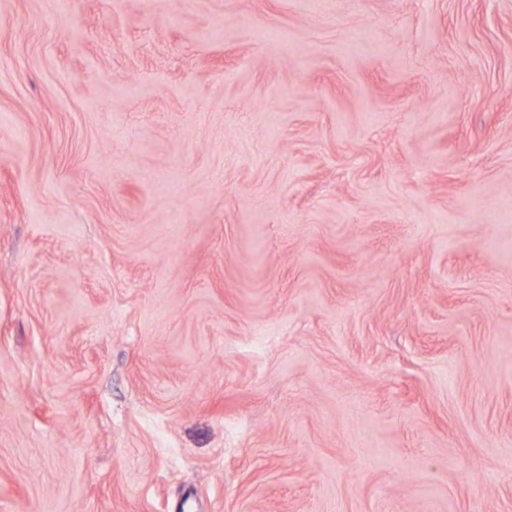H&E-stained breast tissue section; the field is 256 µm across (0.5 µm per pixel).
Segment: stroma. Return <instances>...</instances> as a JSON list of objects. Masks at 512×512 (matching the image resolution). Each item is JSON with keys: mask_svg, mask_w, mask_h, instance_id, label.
<instances>
[{"mask_svg": "<svg viewBox=\"0 0 512 512\" xmlns=\"http://www.w3.org/2000/svg\"><path fill=\"white\" fill-rule=\"evenodd\" d=\"M0 512H512V0H0Z\"/></svg>", "mask_w": 512, "mask_h": 512, "instance_id": "35a3bbf8", "label": "stroma"}]
</instances>
